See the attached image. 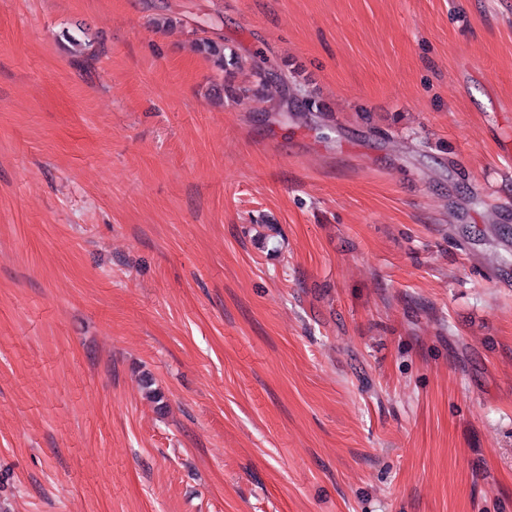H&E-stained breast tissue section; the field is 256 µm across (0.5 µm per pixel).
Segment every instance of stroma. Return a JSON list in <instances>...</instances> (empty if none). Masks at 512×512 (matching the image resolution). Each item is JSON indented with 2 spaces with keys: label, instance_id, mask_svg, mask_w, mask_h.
Instances as JSON below:
<instances>
[{
  "label": "stroma",
  "instance_id": "1",
  "mask_svg": "<svg viewBox=\"0 0 512 512\" xmlns=\"http://www.w3.org/2000/svg\"><path fill=\"white\" fill-rule=\"evenodd\" d=\"M505 225L512 0H0V506L512 512ZM197 52L209 58L213 65L224 73V81L222 84H214L212 99L215 101H224V97H233L241 92V88L237 87L232 78L234 70L241 67V62L236 52L225 46L224 42H219L209 38H200L195 42ZM229 50V54L226 53ZM252 77L255 78L253 86H250V88L244 91L251 92L252 95L260 101H263L267 97L266 93L269 88L275 87L279 89V87L287 85L288 82L286 74L271 71V69L261 65L255 67Z\"/></svg>",
  "mask_w": 512,
  "mask_h": 512
}]
</instances>
